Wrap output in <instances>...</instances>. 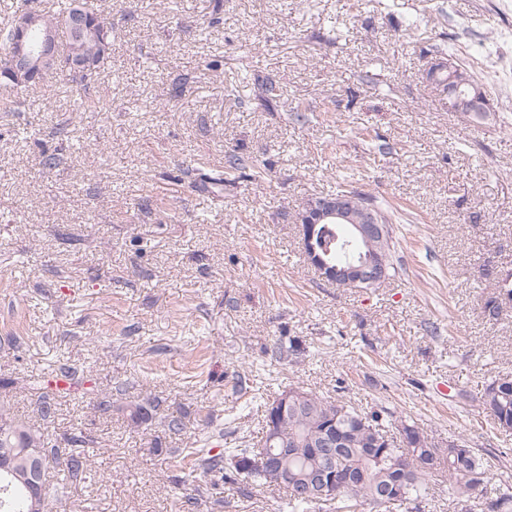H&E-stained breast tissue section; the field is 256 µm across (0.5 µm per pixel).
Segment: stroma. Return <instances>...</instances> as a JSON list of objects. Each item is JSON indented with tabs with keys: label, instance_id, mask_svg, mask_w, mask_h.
Masks as SVG:
<instances>
[{
	"label": "stroma",
	"instance_id": "1",
	"mask_svg": "<svg viewBox=\"0 0 512 512\" xmlns=\"http://www.w3.org/2000/svg\"><path fill=\"white\" fill-rule=\"evenodd\" d=\"M88 3L112 21L97 110L57 81L0 111V397L92 439L86 480L62 490L52 469L50 512H288L251 484L213 500L183 457L218 432L255 441L259 398L291 386L465 440L512 493V431L480 402L512 373V302L483 313L512 272V0ZM441 52L478 73L488 120L429 82ZM266 78L284 88L270 104ZM229 152L246 169L201 189ZM343 179L404 205L381 287L304 258L296 216ZM146 397L156 414L131 426Z\"/></svg>",
	"mask_w": 512,
	"mask_h": 512
}]
</instances>
